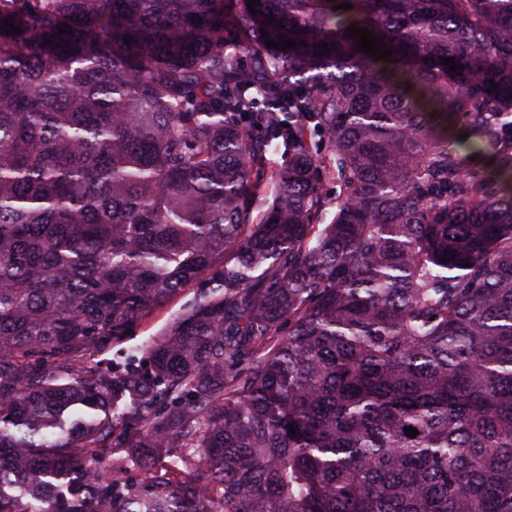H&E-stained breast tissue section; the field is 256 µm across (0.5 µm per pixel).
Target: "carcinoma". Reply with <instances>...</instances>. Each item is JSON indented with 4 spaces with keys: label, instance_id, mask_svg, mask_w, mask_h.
<instances>
[{
    "label": "carcinoma",
    "instance_id": "carcinoma-1",
    "mask_svg": "<svg viewBox=\"0 0 512 512\" xmlns=\"http://www.w3.org/2000/svg\"><path fill=\"white\" fill-rule=\"evenodd\" d=\"M235 4L0 0V512H512V0ZM196 294V285H190L188 288H185L183 292L144 319L125 340L112 346V350L100 354L95 360L101 361L103 366H106L112 360L118 359L121 352L141 347L152 339L160 336L172 319L182 312L186 304L189 303Z\"/></svg>",
    "mask_w": 512,
    "mask_h": 512
}]
</instances>
